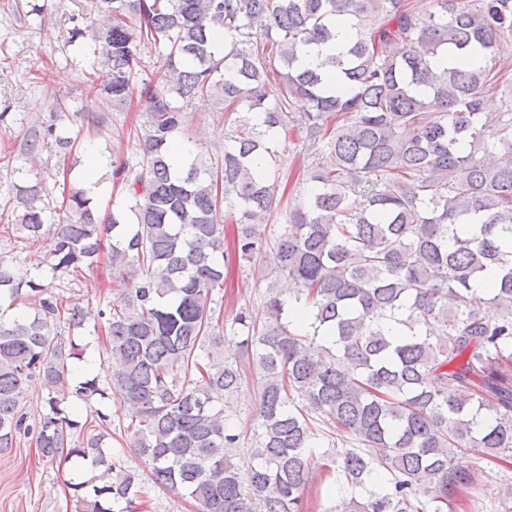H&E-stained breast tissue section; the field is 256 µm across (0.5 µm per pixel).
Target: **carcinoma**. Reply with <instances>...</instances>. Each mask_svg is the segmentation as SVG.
<instances>
[{"mask_svg":"<svg viewBox=\"0 0 512 512\" xmlns=\"http://www.w3.org/2000/svg\"><path fill=\"white\" fill-rule=\"evenodd\" d=\"M433 2L424 13L410 0H97L108 23L94 34L95 89L118 104L136 89L145 99L143 168L113 171L127 205L106 217L74 186L50 223L41 183L18 186L15 230L34 243L52 228L51 268L68 274L97 265L110 241L124 288L97 331L132 407L118 430L152 482L199 512H305L317 480L334 512H457L473 485L462 450L512 465V100L483 108L505 76L512 0ZM341 20L350 41L322 69L305 67L304 51L335 43ZM145 43L167 49L155 82L141 78ZM460 53L483 64H434ZM212 99L237 115L231 144L175 170L184 105ZM66 111L59 102L36 117L22 153H71ZM290 130L334 161L311 171V191L272 233L269 178ZM221 215L236 225L227 250ZM269 252L304 288L286 298L269 286L261 309L234 318L232 342L212 292L230 263L258 267ZM491 268L495 284L478 287ZM20 302L33 313L4 319ZM61 322L79 331L86 313L39 280L16 281L0 258V454L23 434L50 461L90 458L97 473L70 483L80 512H136L140 474L104 451L111 416L82 421L67 405L107 391L93 370L69 378L84 348L53 333ZM244 356L257 401L246 474L230 406ZM35 376L47 396L31 423L22 400ZM326 439L351 447L319 475Z\"/></svg>","mask_w":512,"mask_h":512,"instance_id":"carcinoma-1","label":"carcinoma"}]
</instances>
